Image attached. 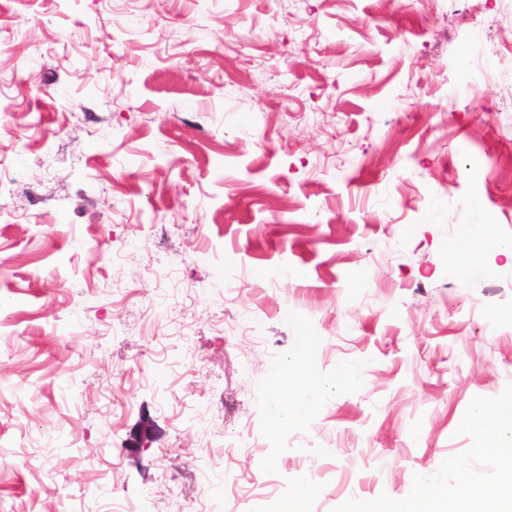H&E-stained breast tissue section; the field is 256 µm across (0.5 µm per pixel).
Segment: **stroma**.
Instances as JSON below:
<instances>
[{"mask_svg": "<svg viewBox=\"0 0 512 512\" xmlns=\"http://www.w3.org/2000/svg\"><path fill=\"white\" fill-rule=\"evenodd\" d=\"M474 202L512 241V0H0V512H512ZM488 226L483 217L479 218L472 234L454 248L452 258L461 276L466 277L483 269L481 255L490 241ZM319 402V393L306 388L300 398L293 404L275 403L270 409L269 417L272 422L280 424L288 420V416L306 417L316 407ZM476 431L472 444V451L476 455L497 454L504 452L501 443V422L488 417L487 412L477 409L472 416ZM508 457V473L505 475L501 472L490 474L485 482L484 492L488 494H496L499 496L511 497L512 502V448H509ZM387 512H446L439 490L428 485L416 486L404 497L395 500Z\"/></svg>", "mask_w": 512, "mask_h": 512, "instance_id": "obj_1", "label": "stroma"}]
</instances>
